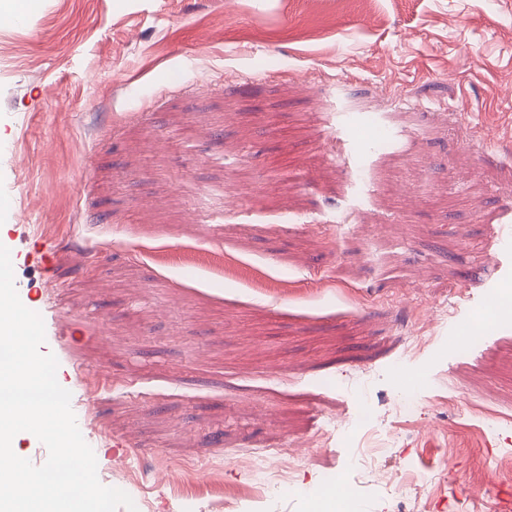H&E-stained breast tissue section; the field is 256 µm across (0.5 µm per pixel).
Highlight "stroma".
<instances>
[{
	"label": "stroma",
	"instance_id": "obj_1",
	"mask_svg": "<svg viewBox=\"0 0 512 512\" xmlns=\"http://www.w3.org/2000/svg\"><path fill=\"white\" fill-rule=\"evenodd\" d=\"M221 156L239 194L204 198ZM0 191L19 298L99 481L137 512H225L251 479L236 453L300 437L322 441L302 486L340 473L365 512H409L351 468L362 397L403 472L440 458L412 429L455 389L433 512H463L473 457L512 452L461 412L512 398V322L483 317L512 289V249L483 264L512 225V0H41L0 21ZM420 304L437 324L414 352ZM396 364L421 382L410 424Z\"/></svg>",
	"mask_w": 512,
	"mask_h": 512
}]
</instances>
